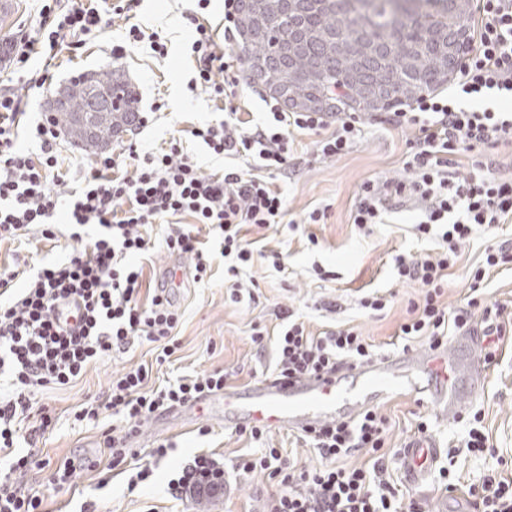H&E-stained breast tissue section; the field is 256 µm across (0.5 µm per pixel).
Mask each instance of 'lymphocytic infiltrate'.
Returning <instances> with one entry per match:
<instances>
[{
    "label": "lymphocytic infiltrate",
    "mask_w": 512,
    "mask_h": 512,
    "mask_svg": "<svg viewBox=\"0 0 512 512\" xmlns=\"http://www.w3.org/2000/svg\"><path fill=\"white\" fill-rule=\"evenodd\" d=\"M239 0H224V40L216 42L210 26L196 23L191 44L194 84L224 96L238 79V57L231 44L238 31ZM481 25L477 44L464 52L458 80L448 96L426 95L411 111L397 112L394 123L414 128L403 165L406 178L384 183L366 182L351 213L360 231L383 223L389 201L408 196L422 205L414 225L418 237L434 240L435 252L397 255L394 276L419 284L421 295L411 302L397 336L403 341L423 340L438 347L451 332L483 338L486 363L496 361L500 343L512 337V315L503 305L487 301L482 286L491 272L512 268V240L485 248L473 267L470 294L464 306L451 308L443 296L448 272L460 251L479 233L512 222V179L490 175L491 157L472 162L468 175L458 173L460 153L493 148L512 141V110L484 105L487 97L512 102V0H480ZM36 35L0 42L12 71L28 67L33 55L56 54L66 38L100 31L105 20L93 7L76 0H39ZM273 122L243 128L236 108L223 121L194 128L216 156H249L259 162V173L229 167L202 174L183 152L180 141L144 155L132 175L117 176L116 161L104 153L87 166L83 185L68 188L57 170L60 133L53 117H45L29 131L39 143L33 154L14 146L24 114L15 93L0 91V241L21 239L40 227L44 239H56L50 219L61 197L70 199V233L74 246L62 260H49L27 276L0 267V374H8L11 392L0 396V452L8 455L0 469V512H45L44 495L22 490L19 479L37 459L33 452L16 453L17 442L34 444L54 425L46 407L37 403L45 389L71 385L93 363L126 353L134 344L152 346L156 362H164L179 346L181 316L172 304L167 283L143 286L142 262L156 245L170 254L190 259L195 280L210 269L211 249L200 238L201 226L221 233V254L231 276L232 302H241L249 288L241 272L255 260L270 259L280 267L278 252L253 247L242 235L244 226L267 229L286 214L282 192L272 189L265 173L290 164L289 128L318 131V152L325 157L345 154L361 132L362 121L353 113L329 118L324 112H282L271 104ZM162 225L161 239H153L154 225ZM96 227L86 237V227ZM63 300L79 302L82 312L74 326L56 314ZM251 342L258 350L272 348L273 377H300L335 371L340 364H362L378 359L369 337L353 327L312 334L305 323L290 320L278 334L253 327ZM227 372L214 369L196 377L182 376L153 384L152 368L129 367L113 376L101 395L87 399L72 412L75 422L95 424L111 413L121 432L105 435L103 444L112 465L128 461L123 448L127 432L148 418L224 390ZM37 416L38 423L26 426ZM391 425L378 409L370 408L352 420L336 421L302 434L322 463L307 468L288 459L281 449L240 456L235 468L246 474L262 473L278 489L263 502V512H421L419 502L394 481L387 462ZM366 453L360 466H345L346 458ZM171 495H215L224 490V465L214 455L195 456L169 481ZM472 512H512V475L489 467L479 483L470 485Z\"/></svg>",
    "instance_id": "obj_1"
}]
</instances>
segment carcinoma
I'll return each mask as SVG.
<instances>
[{"label":"carcinoma","instance_id":"obj_1","mask_svg":"<svg viewBox=\"0 0 512 512\" xmlns=\"http://www.w3.org/2000/svg\"><path fill=\"white\" fill-rule=\"evenodd\" d=\"M357 0L338 12L328 0H248L239 10L241 57L249 80L291 112H321L337 76L361 112L407 106L447 84L474 41L473 0ZM135 91L115 75L90 73L59 92L69 143L97 154L135 118Z\"/></svg>","mask_w":512,"mask_h":512}]
</instances>
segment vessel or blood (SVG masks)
<instances>
[{
	"label": "vessel or blood",
	"instance_id": "obj_1",
	"mask_svg": "<svg viewBox=\"0 0 512 512\" xmlns=\"http://www.w3.org/2000/svg\"><path fill=\"white\" fill-rule=\"evenodd\" d=\"M455 374L448 349L442 346L418 356L406 354L400 362L388 357L350 364L339 372L260 380L243 390L208 394L184 410L192 420L309 432L332 420L356 417L396 394L427 393L424 377L447 382ZM441 454L439 441L430 437L413 438L404 445L401 468L411 490L429 484Z\"/></svg>",
	"mask_w": 512,
	"mask_h": 512
}]
</instances>
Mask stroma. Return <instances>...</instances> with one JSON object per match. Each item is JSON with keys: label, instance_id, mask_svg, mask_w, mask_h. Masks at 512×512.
I'll list each match as a JSON object with an SVG mask.
<instances>
[{"label": "stroma", "instance_id": "35a3bbf8", "mask_svg": "<svg viewBox=\"0 0 512 512\" xmlns=\"http://www.w3.org/2000/svg\"><path fill=\"white\" fill-rule=\"evenodd\" d=\"M133 21L146 32L157 33L166 41L169 54L159 59L146 46L128 49L119 59L111 49L124 43L128 21L112 15L96 36L72 41L52 63L43 87H30L27 80L12 73L0 61V86L18 94L26 112L24 122L36 123L46 112L48 100L71 79L86 72H115L138 87L140 109L149 115L147 127L122 134L112 145L119 157V170L132 173L130 150L155 153L167 147L172 138L185 136L192 127L224 118L223 99L211 97L204 88H189L192 61L188 48L194 30L193 17L202 14L215 33L224 39V0H211L206 10H198L196 0H140L133 8ZM363 132L352 149L336 158L318 156L320 135L311 131L291 133L295 165L274 174V187L287 201V221L264 230L244 227L248 240L261 241L266 250L281 252L284 272H276L266 261H259L246 273L255 283L253 300L231 302L224 286V259L215 256L209 278L195 282L192 276L180 280L172 292L175 308L181 313L178 328L180 348L169 362L158 365L149 345H134L124 355L109 357L91 365L73 386L47 389L38 394L41 405L55 410L58 422L40 443L39 458L53 462L73 461L76 467L71 488L58 490L49 482L48 470L32 469L23 477L26 487L42 491L50 512H80L83 504L97 503L100 512H260L273 488L260 473L242 475L234 471L238 455L259 452L260 448H281L298 457L307 467L320 466L313 448L296 442L293 431H268L262 442L232 433L230 428L212 424L210 435L202 437L197 426H175L163 432L144 430L141 453L161 443H171L166 458L153 462L154 474L135 491H128V472L109 467L105 461L103 434L111 430V418L98 426L73 423L69 413L85 398L101 394L112 376L123 368L140 363L152 365V381L159 384L180 376H197L214 368L232 373V387L245 388L259 380L271 362V353L257 354L249 337L252 325L276 330L284 312L304 321L312 333L336 327L356 326L369 336L381 354L398 355L402 349L391 346V338L406 315L410 301L418 300V284L401 283L393 275V258L427 253L432 241L418 240L413 232L419 210L414 202L393 205L384 223L372 225L369 233L359 232L351 222V209L363 182L404 178L403 160L410 125H391L374 114H362ZM328 207L326 223L309 224L305 218L316 208ZM59 224L56 240L31 237L22 244L0 243V266L22 270L39 265L41 259L65 257L72 247L65 213L55 217ZM491 240L476 234L461 249V257L451 269L444 302L463 305L470 281L468 269ZM326 271L319 279L318 271ZM376 289L392 297L384 314L371 316L357 304L360 290ZM338 298V313L320 310L321 300ZM465 409L482 411L483 424L495 448L512 461V342L502 345L498 362L488 368L483 389L473 397L459 395ZM381 410L392 424L391 443L404 446L413 436L418 417L431 420L430 434L446 446L460 445L466 434L465 422L440 417L418 395H394L382 402ZM216 453L224 458L230 492L222 497L186 500L172 497L168 482L200 453Z\"/></svg>", "mask_w": 512, "mask_h": 512}]
</instances>
